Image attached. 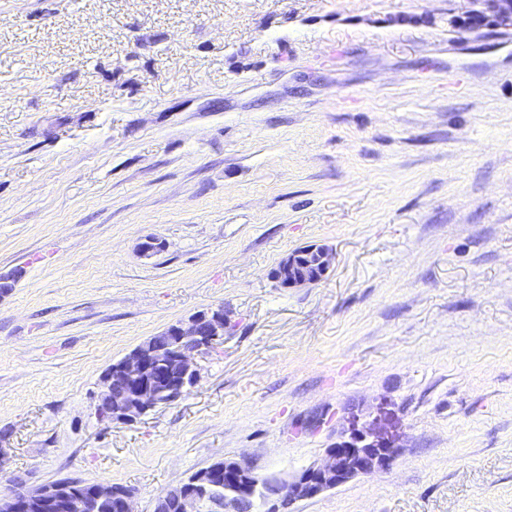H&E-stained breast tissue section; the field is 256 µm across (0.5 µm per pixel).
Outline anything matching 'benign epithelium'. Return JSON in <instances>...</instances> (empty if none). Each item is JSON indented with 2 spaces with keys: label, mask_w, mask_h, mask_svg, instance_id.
<instances>
[{
  "label": "benign epithelium",
  "mask_w": 512,
  "mask_h": 512,
  "mask_svg": "<svg viewBox=\"0 0 512 512\" xmlns=\"http://www.w3.org/2000/svg\"><path fill=\"white\" fill-rule=\"evenodd\" d=\"M468 2L470 8L464 12L466 23L482 27L490 22L501 28H512V0ZM330 265L331 255L323 247L296 249L278 263L285 274L281 287L316 284L325 277ZM164 335L166 339L157 343V348L149 344L138 346L118 366L104 373V391L98 403L105 402L109 407L99 416L100 420L133 423L156 407L184 396L187 388L199 381L195 354L224 340V308L197 313L187 322L173 325ZM394 455L395 449L375 433L366 431L354 433L327 449L319 461L288 476L271 490L261 484L259 467L253 458L235 457L224 464V470L233 472V481L252 486L264 505V512H280L283 500L294 504L316 498L388 466ZM220 483L222 479L211 474L197 488L164 491L157 496L153 512H161L172 495L176 497L178 512H201L208 491ZM32 497L54 504L62 512H96L102 501L113 502L116 512H136L134 493L128 488L119 491L110 484L94 483L87 493L75 496L69 486L59 482L1 496L0 512H26Z\"/></svg>",
  "instance_id": "7a95c632"
}]
</instances>
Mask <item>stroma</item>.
I'll return each instance as SVG.
<instances>
[{
	"instance_id": "stroma-1",
	"label": "stroma",
	"mask_w": 512,
	"mask_h": 512,
	"mask_svg": "<svg viewBox=\"0 0 512 512\" xmlns=\"http://www.w3.org/2000/svg\"><path fill=\"white\" fill-rule=\"evenodd\" d=\"M462 0H0V494L216 461L388 469L292 512H512V29ZM163 250L141 256L145 239ZM323 246L319 283L270 271ZM224 310L198 384L101 423V378ZM315 253L316 263L313 268V272L311 274L303 273V274H294L295 269L301 263L300 257L305 254ZM331 265V255L329 251L323 247H307L302 249H296L288 254L285 258H283L276 269L281 267V275L284 278V282H282L281 277L277 279V281L281 282L282 288H296L300 286L316 284L321 281L325 275L327 274ZM288 270V277L285 275Z\"/></svg>"
}]
</instances>
